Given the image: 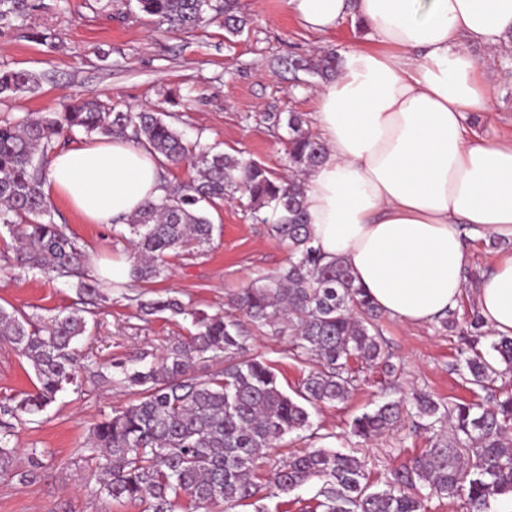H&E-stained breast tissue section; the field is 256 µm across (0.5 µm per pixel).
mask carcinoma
Listing matches in <instances>:
<instances>
[{
	"label": "carcinoma",
	"mask_w": 512,
	"mask_h": 512,
	"mask_svg": "<svg viewBox=\"0 0 512 512\" xmlns=\"http://www.w3.org/2000/svg\"><path fill=\"white\" fill-rule=\"evenodd\" d=\"M139 9L176 30H189L224 16V30L241 31L244 20L231 0H137ZM30 9L28 0H0V17ZM340 57L328 54L317 66L304 57L288 58L295 71L336 75ZM38 78L24 70H0V95L31 89ZM176 115L148 109L116 112L97 98H80L57 115L27 113L0 119V227L11 242L0 249V268L17 276L53 275L75 280L78 294L103 298L105 284L85 270L86 250L51 220L42 192L49 155L60 138L75 133L121 139L163 157L162 168L186 161L197 175L169 186L166 195L133 216L130 259L134 278L149 281L165 268L171 251H198L211 244L215 225L205 207L226 197H247L255 219L271 207L269 225L288 247V261L274 273L252 278L232 298V306L252 322L288 335L291 354L310 364L295 391L286 394L274 370L245 356V337L220 312L209 314L180 299H135L144 316L169 313L191 320L194 333L171 344L160 360L138 368L114 362L120 382L139 389L137 402L103 418L90 429V446L103 473L99 492L116 502H140L143 512H177L187 498L199 512L224 504V512L255 506L269 487L288 494L312 479L321 482L309 512H424L421 490L442 498H462L467 512H489L491 501L512 495V392L504 398L447 405L429 394H402L376 405L353 422L352 435L376 438L414 415L425 421L429 448L411 464L390 471L381 488L369 483L354 456L313 448L268 461L256 473L264 450L290 433L311 431V409L348 398L358 378L357 363L394 366L377 340L381 312L354 284L340 259L328 260L313 245L302 176L326 153L301 112L275 116L288 130L289 177H276L244 155L213 147L191 148L175 127ZM87 310L72 308L46 319L0 306V341L13 346L32 367L33 390L11 398L3 414L34 416L52 405L75 380L73 344L88 332ZM496 356L474 348L465 359L466 382L482 390L512 369V337L491 343ZM224 358V368L206 378L193 374L196 361ZM10 430L0 432V476L26 481L32 468H13Z\"/></svg>",
	"instance_id": "1"
}]
</instances>
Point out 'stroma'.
Returning a JSON list of instances; mask_svg holds the SVG:
<instances>
[{
  "label": "stroma",
  "mask_w": 512,
  "mask_h": 512,
  "mask_svg": "<svg viewBox=\"0 0 512 512\" xmlns=\"http://www.w3.org/2000/svg\"><path fill=\"white\" fill-rule=\"evenodd\" d=\"M23 15L0 19V70H26L39 79L31 91L0 96V118L26 113H57L81 96L110 98L119 110L149 108L181 115L188 138L226 153L245 152L276 175L287 173L286 128L272 117L288 112L314 116L320 76L286 67L297 55L319 61L371 45L368 27L351 20L318 34L306 30L288 0H236L247 24L238 35L219 22L193 30H169L141 12L136 0H29ZM478 75L493 92V109L470 112L468 127L487 140L512 137V55L472 47ZM55 223L75 236L89 255L121 257L128 244L108 224H89L65 202L52 203ZM212 243L198 255L170 254L165 272L151 282H130L109 290L108 299L88 314L89 331L75 344L77 384L67 386L34 421H13L10 445L17 475L29 470L31 457L41 467L23 482L0 477V512H143L138 503H118L99 494V471L89 451V430L112 410L137 397L135 390L104 382L100 371L115 360L135 366L142 353L161 356L175 339L187 336L189 322L166 314L142 320L131 299L178 295L213 312L228 296L260 273L275 271L288 248L268 225L253 221L247 201L224 200L210 209ZM70 282L38 274L15 277L0 271V306L50 316L74 307ZM477 309L465 292L454 311V327L438 322L410 325L385 316L378 341L395 366L394 376L363 367L360 379L342 402L319 405L313 422L319 437L311 445L333 448L362 461L373 484L409 462L427 445L424 430L412 426L365 441L352 437L354 418L388 397L390 385L426 391L448 403L474 398L463 378ZM237 322L247 336L250 355L274 368L286 393H294L304 367L289 351L288 339L246 317ZM34 374L12 347L0 343V404L31 389ZM296 434L270 449L281 457L306 448Z\"/></svg>",
  "instance_id": "obj_1"
}]
</instances>
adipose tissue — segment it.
<instances>
[{"label": "adipose tissue", "mask_w": 512, "mask_h": 512, "mask_svg": "<svg viewBox=\"0 0 512 512\" xmlns=\"http://www.w3.org/2000/svg\"><path fill=\"white\" fill-rule=\"evenodd\" d=\"M306 29L351 19L377 51H347L318 96L325 157L306 174L314 243L344 259L386 315L421 325L455 309L471 265L468 240H512V140L465 124L492 89L468 44L499 48L512 0H289ZM155 157L95 138L57 150L42 187L88 223L120 224L166 194ZM486 327L512 336V254L474 292Z\"/></svg>", "instance_id": "1"}]
</instances>
